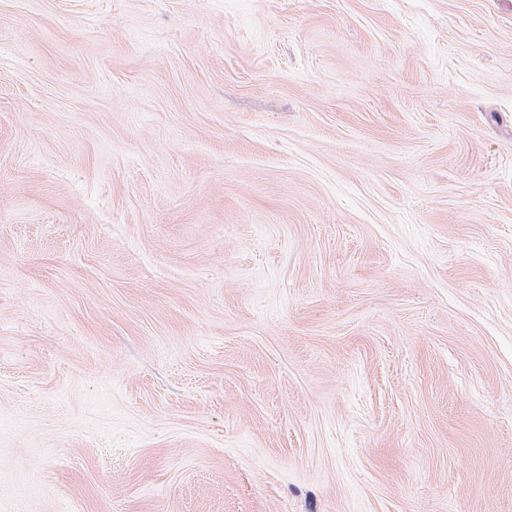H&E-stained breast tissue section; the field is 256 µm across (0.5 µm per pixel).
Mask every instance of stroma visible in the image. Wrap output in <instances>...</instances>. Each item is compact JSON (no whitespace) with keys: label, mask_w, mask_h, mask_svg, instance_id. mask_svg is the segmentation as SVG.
I'll list each match as a JSON object with an SVG mask.
<instances>
[{"label":"stroma","mask_w":512,"mask_h":512,"mask_svg":"<svg viewBox=\"0 0 512 512\" xmlns=\"http://www.w3.org/2000/svg\"><path fill=\"white\" fill-rule=\"evenodd\" d=\"M0 512H512V0H0Z\"/></svg>","instance_id":"obj_1"}]
</instances>
